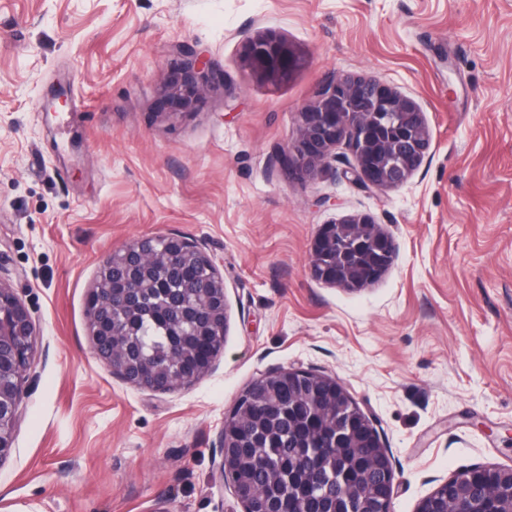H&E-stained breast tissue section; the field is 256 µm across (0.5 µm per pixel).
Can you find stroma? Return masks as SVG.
<instances>
[{"mask_svg": "<svg viewBox=\"0 0 512 512\" xmlns=\"http://www.w3.org/2000/svg\"><path fill=\"white\" fill-rule=\"evenodd\" d=\"M268 30L299 58L283 81L244 56ZM187 49L226 84L175 112ZM335 75L421 106L431 144L406 183L283 169ZM354 215L395 245L357 291L309 273L319 227ZM168 234L215 261L227 329L208 373L161 394L97 358L86 304L112 251ZM0 283L36 324L0 512H242L214 485L219 437L288 368L335 377L370 419L393 512L512 466V0H0Z\"/></svg>", "mask_w": 512, "mask_h": 512, "instance_id": "1", "label": "stroma"}]
</instances>
